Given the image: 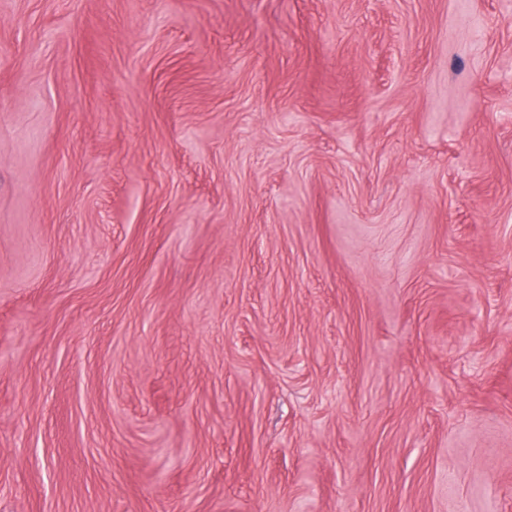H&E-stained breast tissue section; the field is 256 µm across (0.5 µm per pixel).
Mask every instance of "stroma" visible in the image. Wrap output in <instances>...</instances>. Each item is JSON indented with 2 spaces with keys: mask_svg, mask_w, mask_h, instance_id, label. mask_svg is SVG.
<instances>
[{
  "mask_svg": "<svg viewBox=\"0 0 512 512\" xmlns=\"http://www.w3.org/2000/svg\"><path fill=\"white\" fill-rule=\"evenodd\" d=\"M512 512V0H0V512Z\"/></svg>",
  "mask_w": 512,
  "mask_h": 512,
  "instance_id": "stroma-1",
  "label": "stroma"
}]
</instances>
